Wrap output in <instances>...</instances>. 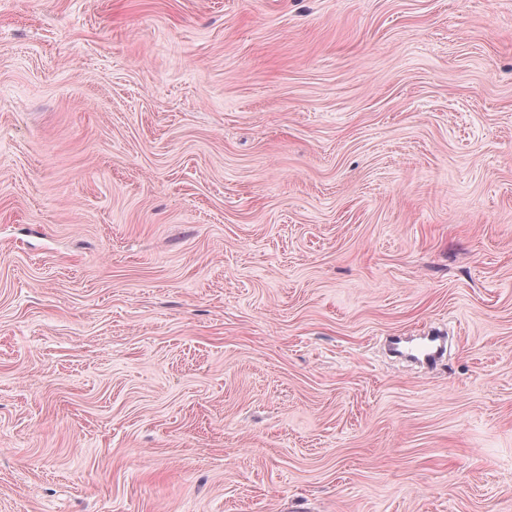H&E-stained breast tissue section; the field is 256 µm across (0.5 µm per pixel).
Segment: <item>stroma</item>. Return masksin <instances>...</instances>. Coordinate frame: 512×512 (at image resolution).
Listing matches in <instances>:
<instances>
[{"mask_svg": "<svg viewBox=\"0 0 512 512\" xmlns=\"http://www.w3.org/2000/svg\"><path fill=\"white\" fill-rule=\"evenodd\" d=\"M0 512H512V0H0ZM428 344L423 350L422 363L427 366H433L440 361L446 352L447 336H442L440 332H433L429 336H423Z\"/></svg>", "mask_w": 512, "mask_h": 512, "instance_id": "35a3bbf8", "label": "stroma"}]
</instances>
